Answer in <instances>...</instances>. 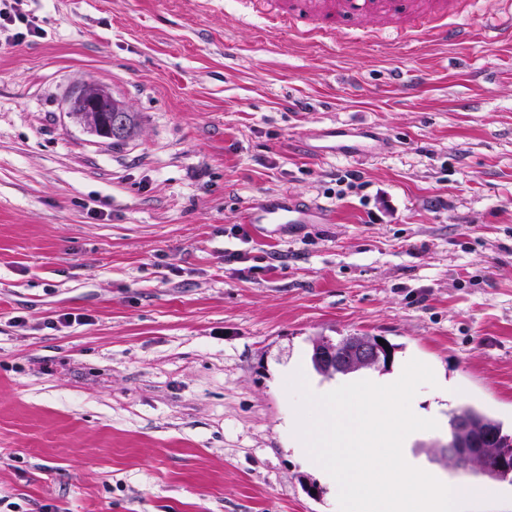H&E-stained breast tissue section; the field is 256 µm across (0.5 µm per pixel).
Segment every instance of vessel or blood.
I'll use <instances>...</instances> for the list:
<instances>
[{
    "mask_svg": "<svg viewBox=\"0 0 512 512\" xmlns=\"http://www.w3.org/2000/svg\"><path fill=\"white\" fill-rule=\"evenodd\" d=\"M405 13L418 18L417 23L403 30L406 39L425 36L438 43L465 45L477 37L476 30L466 24H449L447 0H288L285 12L275 16L272 27L278 30L288 21L315 19L319 23L317 38L324 46L340 25ZM326 218V213L317 207L302 205L285 193L255 201L244 213L245 222L256 225L265 234L292 225L319 224Z\"/></svg>",
    "mask_w": 512,
    "mask_h": 512,
    "instance_id": "b4317fda",
    "label": "vessel or blood"
}]
</instances>
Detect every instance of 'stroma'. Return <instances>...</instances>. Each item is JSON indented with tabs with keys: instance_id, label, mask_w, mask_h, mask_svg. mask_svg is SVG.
Listing matches in <instances>:
<instances>
[{
	"instance_id": "obj_1",
	"label": "stroma",
	"mask_w": 512,
	"mask_h": 512,
	"mask_svg": "<svg viewBox=\"0 0 512 512\" xmlns=\"http://www.w3.org/2000/svg\"><path fill=\"white\" fill-rule=\"evenodd\" d=\"M274 7L20 0L0 48V512H336L288 427L315 336L382 337L388 374L417 359L455 389L421 387L422 409L512 424V44L395 53L396 30L360 27L322 51L270 30ZM87 81L138 113L134 137L68 117ZM333 124L361 156L320 154ZM282 192L328 223H245ZM429 469L472 486L468 512H512L511 484Z\"/></svg>"
}]
</instances>
